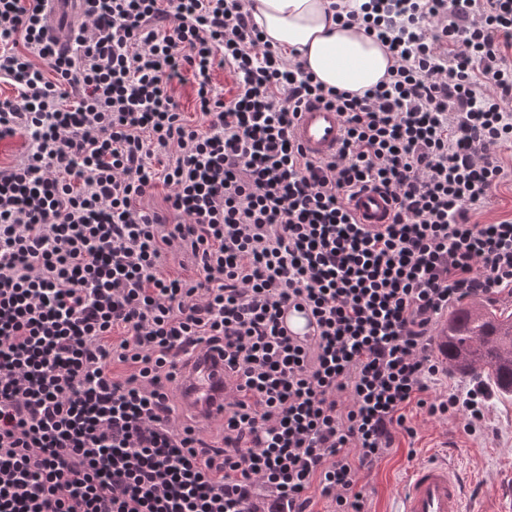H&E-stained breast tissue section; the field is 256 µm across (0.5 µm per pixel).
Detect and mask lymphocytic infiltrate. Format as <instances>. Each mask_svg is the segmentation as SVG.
<instances>
[{
	"label": "lymphocytic infiltrate",
	"instance_id": "obj_1",
	"mask_svg": "<svg viewBox=\"0 0 512 512\" xmlns=\"http://www.w3.org/2000/svg\"><path fill=\"white\" fill-rule=\"evenodd\" d=\"M332 7L385 44L388 80L315 82L248 0H83L66 51L51 0H0V139L32 144L0 166V512H310L315 486L368 512L362 476L414 436L410 408L485 427L481 382L434 391L432 332L512 293V218H472L512 180V0ZM309 102L345 125L334 157L293 142ZM369 183L396 204L379 230L348 209ZM159 184L166 209L141 207ZM172 252L192 275L164 273ZM293 303L309 343L279 326ZM213 353L218 445L180 376ZM172 94L179 102L186 122L192 125L198 124L200 118L195 109V85L192 78L188 77L182 84H175ZM284 333L298 344L310 342L318 332L315 317L306 307L288 305L280 318Z\"/></svg>",
	"mask_w": 512,
	"mask_h": 512
}]
</instances>
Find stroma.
<instances>
[{"label":"stroma","instance_id":"stroma-1","mask_svg":"<svg viewBox=\"0 0 512 512\" xmlns=\"http://www.w3.org/2000/svg\"><path fill=\"white\" fill-rule=\"evenodd\" d=\"M487 412L492 430L472 435L462 417L415 416V436L397 437L390 454L363 477L370 512H395L414 460L431 454L448 457L461 474L464 512H512V397L492 395Z\"/></svg>","mask_w":512,"mask_h":512}]
</instances>
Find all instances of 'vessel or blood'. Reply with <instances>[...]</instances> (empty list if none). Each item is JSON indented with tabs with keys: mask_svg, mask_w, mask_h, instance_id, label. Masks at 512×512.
I'll return each instance as SVG.
<instances>
[{
	"mask_svg": "<svg viewBox=\"0 0 512 512\" xmlns=\"http://www.w3.org/2000/svg\"><path fill=\"white\" fill-rule=\"evenodd\" d=\"M293 138L312 158L326 159L336 154L345 137L344 124L336 112L312 103L302 108L294 121ZM348 207L358 223L377 227L391 223L394 202L389 193L375 187L357 191ZM284 333L296 343L310 342L318 325L310 310L287 306L280 318ZM223 365L200 363L192 372L185 400L194 410L222 417L218 393ZM396 512H463V490L454 466L444 458H434L413 467L402 486Z\"/></svg>",
	"mask_w": 512,
	"mask_h": 512,
	"instance_id": "obj_1",
	"label": "vessel or blood"
}]
</instances>
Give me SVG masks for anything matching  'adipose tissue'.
Masks as SVG:
<instances>
[{
    "instance_id": "obj_1",
    "label": "adipose tissue",
    "mask_w": 512,
    "mask_h": 512,
    "mask_svg": "<svg viewBox=\"0 0 512 512\" xmlns=\"http://www.w3.org/2000/svg\"><path fill=\"white\" fill-rule=\"evenodd\" d=\"M265 40L297 49L324 87L363 92L385 79L393 60L375 39L342 26L330 0H253Z\"/></svg>"
}]
</instances>
